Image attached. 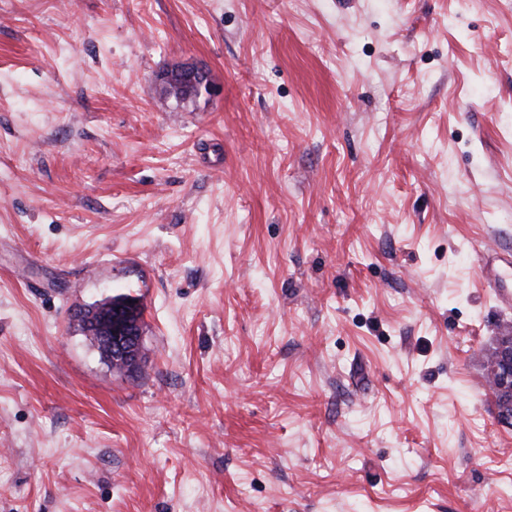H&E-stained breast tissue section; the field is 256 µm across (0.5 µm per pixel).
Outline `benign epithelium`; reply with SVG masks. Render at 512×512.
Returning a JSON list of instances; mask_svg holds the SVG:
<instances>
[{"mask_svg": "<svg viewBox=\"0 0 512 512\" xmlns=\"http://www.w3.org/2000/svg\"><path fill=\"white\" fill-rule=\"evenodd\" d=\"M164 95L199 88L212 90L209 72L199 66H180L161 78ZM84 333L109 361L112 369L133 373L140 367L144 335L142 307L139 302L106 301L78 311ZM487 378L497 408L498 421L512 424V327L503 329L487 360Z\"/></svg>", "mask_w": 512, "mask_h": 512, "instance_id": "benign-epithelium-1", "label": "benign epithelium"}]
</instances>
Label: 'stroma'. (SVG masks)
I'll list each match as a JSON object with an SVG mask.
<instances>
[{
  "mask_svg": "<svg viewBox=\"0 0 512 512\" xmlns=\"http://www.w3.org/2000/svg\"><path fill=\"white\" fill-rule=\"evenodd\" d=\"M492 252L512 0H0V512H512ZM171 70L168 74L164 73L161 78L164 96L170 95L173 92L191 91L202 87L206 88L208 92L212 90L209 72L203 67L180 66ZM200 92L201 90H198L196 93H189L185 96L175 93L169 99L181 102L191 95H194L191 98L198 97ZM75 317L81 320L84 333L94 338L114 371L133 373L139 369L144 335L139 302L110 299L91 308L90 313L78 311ZM487 378L498 421L512 424V327H505L487 360Z\"/></svg>",
  "mask_w": 512,
  "mask_h": 512,
  "instance_id": "stroma-1",
  "label": "stroma"
}]
</instances>
